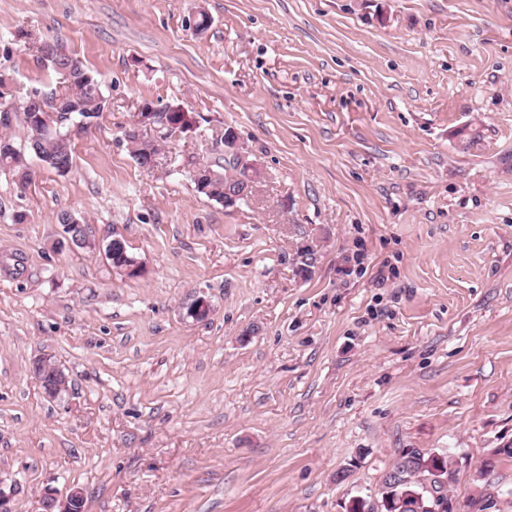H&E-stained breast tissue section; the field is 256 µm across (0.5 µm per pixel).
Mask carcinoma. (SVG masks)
<instances>
[{"label": "carcinoma", "instance_id": "obj_1", "mask_svg": "<svg viewBox=\"0 0 512 512\" xmlns=\"http://www.w3.org/2000/svg\"><path fill=\"white\" fill-rule=\"evenodd\" d=\"M39 52L52 63L55 72L61 75L63 83L66 84V93L58 98H48L35 93L17 108V111L23 114L26 129L24 147L16 146L10 136H3L7 144H0V168L9 170L22 184L30 179L26 165L20 163L22 156L28 152L33 154L38 149L50 169L57 171L61 165L72 167L70 125L82 117L88 120L97 119L109 107L98 80L80 61L64 54L55 42L41 43ZM33 112H56L60 121L51 126L36 127L30 121ZM225 164L229 166L230 173L210 177L204 184L195 182L196 191L219 203L224 202V189H235L240 184L239 176L243 175V172L238 170L237 162L227 160ZM452 465V459L448 455L439 462L429 453H423L416 448H406L400 454L399 461L391 467L397 478L395 492L401 494L416 489L424 480L438 493L440 482L434 471L446 470L451 477Z\"/></svg>", "mask_w": 512, "mask_h": 512}]
</instances>
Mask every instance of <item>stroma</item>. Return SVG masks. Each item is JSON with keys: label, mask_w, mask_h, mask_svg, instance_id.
<instances>
[{"label": "stroma", "mask_w": 512, "mask_h": 512, "mask_svg": "<svg viewBox=\"0 0 512 512\" xmlns=\"http://www.w3.org/2000/svg\"><path fill=\"white\" fill-rule=\"evenodd\" d=\"M39 41L109 107L68 174L0 170L13 512H345L405 448L452 456L456 512H512V0H0L5 99L61 93ZM147 103L196 120L150 170ZM228 126L261 170L231 208L190 179ZM63 212L141 275L54 252ZM120 238L124 241L126 250L118 238H111L112 243L106 242L105 245L109 249V256L112 257V260L108 257L106 258L111 263V265L115 266L116 269L122 270L129 276H137L142 271L141 266L136 259L132 260L126 255L127 253L129 256H132L126 241L122 237ZM34 371L47 397L50 398L51 394H56L66 387V377L51 357L43 356L37 359L34 363ZM56 504L57 498L51 493L47 494L42 501L43 512H84L85 496L81 490H73L66 494L59 506V510L55 511ZM76 506H79L77 510H75Z\"/></svg>", "instance_id": "1"}]
</instances>
